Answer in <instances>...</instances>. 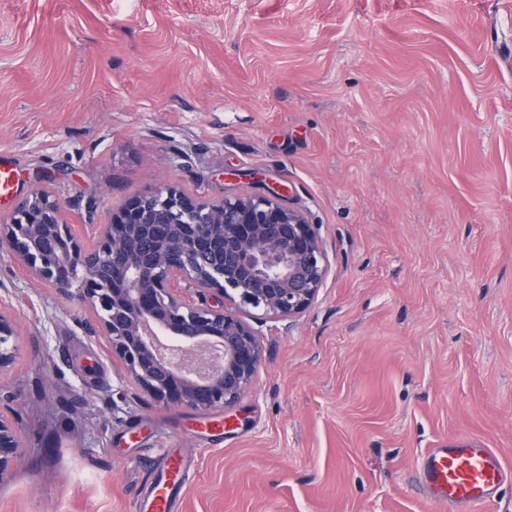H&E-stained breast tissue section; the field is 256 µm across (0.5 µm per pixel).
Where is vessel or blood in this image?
I'll return each mask as SVG.
<instances>
[{
  "label": "vessel or blood",
  "mask_w": 512,
  "mask_h": 512,
  "mask_svg": "<svg viewBox=\"0 0 512 512\" xmlns=\"http://www.w3.org/2000/svg\"><path fill=\"white\" fill-rule=\"evenodd\" d=\"M157 475L141 500L143 512H176V490L189 477L187 459L160 458ZM512 482V469L498 452L479 443L453 440L422 458L421 483L431 512H494L496 493Z\"/></svg>",
  "instance_id": "b4317fda"
}]
</instances>
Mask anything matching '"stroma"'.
<instances>
[{
    "instance_id": "stroma-1",
    "label": "stroma",
    "mask_w": 512,
    "mask_h": 512,
    "mask_svg": "<svg viewBox=\"0 0 512 512\" xmlns=\"http://www.w3.org/2000/svg\"><path fill=\"white\" fill-rule=\"evenodd\" d=\"M0 163L83 243L169 185L281 193L328 273L231 406L163 405L89 335L79 294L0 251L21 457L0 512H429L423 454L512 467V0H0ZM224 422L223 434L211 423ZM191 463L184 458L165 455L158 461L157 476L141 500V510L176 512V489L189 477Z\"/></svg>"
}]
</instances>
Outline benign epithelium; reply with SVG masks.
<instances>
[{
    "label": "benign epithelium",
    "instance_id": "benign-epithelium-1",
    "mask_svg": "<svg viewBox=\"0 0 512 512\" xmlns=\"http://www.w3.org/2000/svg\"><path fill=\"white\" fill-rule=\"evenodd\" d=\"M0 249L28 275L96 312L92 336L157 402L206 411L245 392L261 357L252 329L224 305L290 320L314 302L328 267L315 225L266 196L198 201L169 186L135 197L101 224L86 246L42 191L22 199L0 224ZM192 288L198 301L182 296ZM11 322L0 314V375L15 358ZM20 440L0 415V485L9 481Z\"/></svg>",
    "mask_w": 512,
    "mask_h": 512
}]
</instances>
